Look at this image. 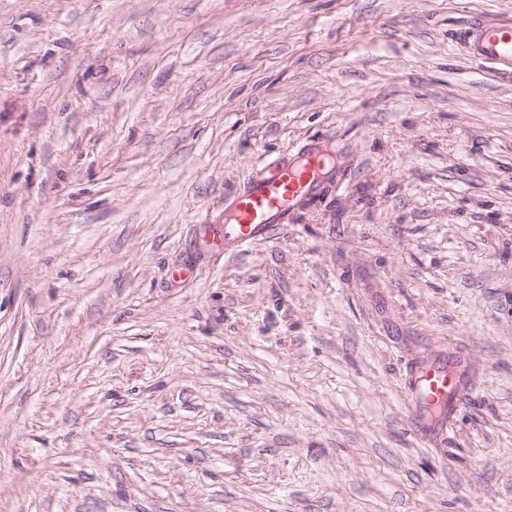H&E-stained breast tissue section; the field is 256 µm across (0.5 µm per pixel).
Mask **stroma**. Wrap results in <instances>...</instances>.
Here are the masks:
<instances>
[{
	"label": "stroma",
	"instance_id": "35a3bbf8",
	"mask_svg": "<svg viewBox=\"0 0 512 512\" xmlns=\"http://www.w3.org/2000/svg\"><path fill=\"white\" fill-rule=\"evenodd\" d=\"M503 17L0 0V512H512V70L460 39ZM310 143L323 191L214 247ZM416 370L412 372L405 389L406 397L415 404L411 413V425L429 439L443 437L446 426L457 415L464 396L460 371L446 361H427L422 372ZM440 403H448V413L431 417L428 407Z\"/></svg>",
	"mask_w": 512,
	"mask_h": 512
}]
</instances>
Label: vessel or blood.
<instances>
[{"label": "vessel or blood", "instance_id": "b4317fda", "mask_svg": "<svg viewBox=\"0 0 512 512\" xmlns=\"http://www.w3.org/2000/svg\"><path fill=\"white\" fill-rule=\"evenodd\" d=\"M464 39L477 61L512 68V20H493L466 29ZM325 172L319 154H310L304 166L279 157L250 177L236 191L224 214V239L247 245L270 237L276 225L286 223L304 197L317 194ZM465 389L460 372L449 363L426 362L412 372L405 395L414 403L411 425L427 438L443 437L457 415Z\"/></svg>", "mask_w": 512, "mask_h": 512}]
</instances>
